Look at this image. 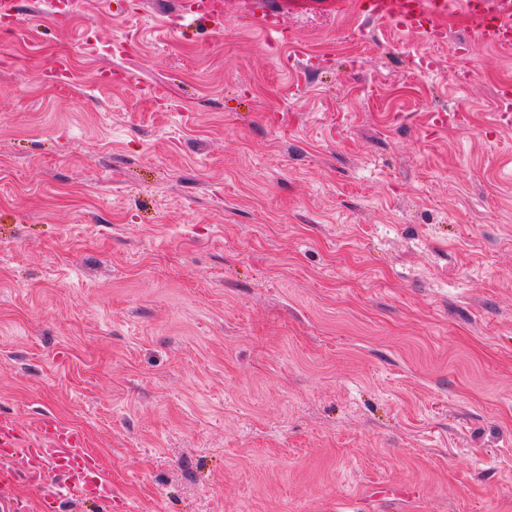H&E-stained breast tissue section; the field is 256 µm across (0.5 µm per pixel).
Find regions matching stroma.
<instances>
[{
	"label": "stroma",
	"mask_w": 512,
	"mask_h": 512,
	"mask_svg": "<svg viewBox=\"0 0 512 512\" xmlns=\"http://www.w3.org/2000/svg\"><path fill=\"white\" fill-rule=\"evenodd\" d=\"M354 2L0 37V412L83 431L112 512H512V55Z\"/></svg>",
	"instance_id": "stroma-1"
}]
</instances>
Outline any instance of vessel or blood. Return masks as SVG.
Instances as JSON below:
<instances>
[{"mask_svg":"<svg viewBox=\"0 0 512 512\" xmlns=\"http://www.w3.org/2000/svg\"><path fill=\"white\" fill-rule=\"evenodd\" d=\"M474 42L512 52V8L502 0H461ZM368 18L393 21L400 30L420 31L434 43L446 38V0H358ZM284 4L257 7L256 0H199L182 5L173 19L178 31L196 23L250 15L256 26L283 39ZM84 433L57 416L44 413L33 426L0 416V512H27L21 487L37 490L46 507L72 496L86 504L112 501V475L102 459L86 448Z\"/></svg>","mask_w":512,"mask_h":512,"instance_id":"1","label":"vessel or blood"}]
</instances>
